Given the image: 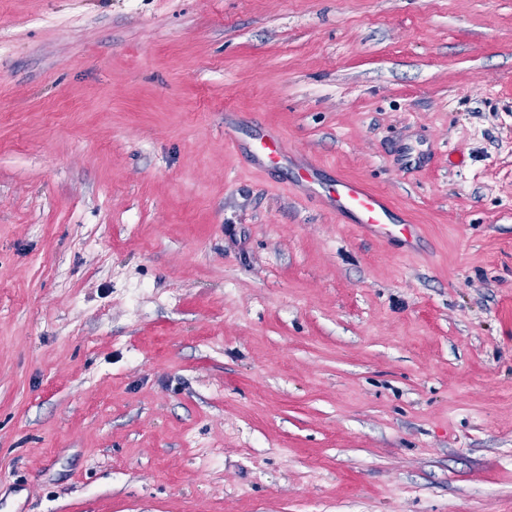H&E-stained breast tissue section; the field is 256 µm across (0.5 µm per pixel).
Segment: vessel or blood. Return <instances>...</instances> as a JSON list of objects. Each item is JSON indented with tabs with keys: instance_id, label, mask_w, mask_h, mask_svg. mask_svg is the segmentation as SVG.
<instances>
[{
	"instance_id": "vessel-or-blood-1",
	"label": "vessel or blood",
	"mask_w": 512,
	"mask_h": 512,
	"mask_svg": "<svg viewBox=\"0 0 512 512\" xmlns=\"http://www.w3.org/2000/svg\"><path fill=\"white\" fill-rule=\"evenodd\" d=\"M254 152L271 162L288 157L285 141L277 135L258 141ZM329 196L338 214L354 217L357 223L363 224L381 237L409 242L417 235L415 225L393 224L386 199L360 181L337 179L329 191Z\"/></svg>"
}]
</instances>
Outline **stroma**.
<instances>
[{"label":"stroma","mask_w":512,"mask_h":512,"mask_svg":"<svg viewBox=\"0 0 512 512\" xmlns=\"http://www.w3.org/2000/svg\"><path fill=\"white\" fill-rule=\"evenodd\" d=\"M0 512H512V0H0ZM253 153L255 155L262 156L270 162L277 159L288 160V148L284 139L279 135L268 136L267 138L258 141ZM329 196L339 215L354 217L357 224H363L383 238L411 242L417 237L415 224L392 223L386 199L358 180L336 179Z\"/></svg>","instance_id":"obj_1"}]
</instances>
